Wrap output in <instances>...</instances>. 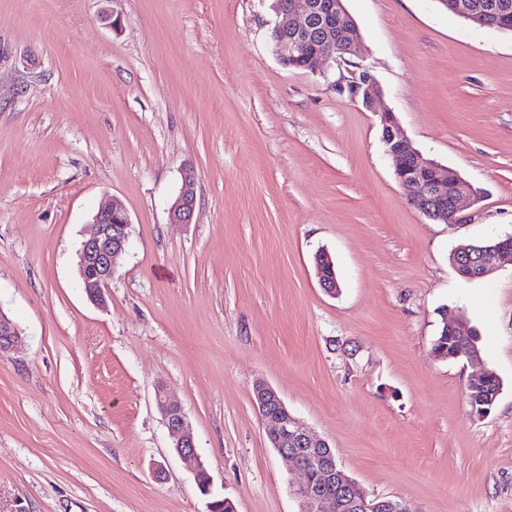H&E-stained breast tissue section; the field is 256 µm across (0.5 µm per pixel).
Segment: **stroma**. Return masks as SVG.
Instances as JSON below:
<instances>
[{
	"instance_id": "obj_1",
	"label": "stroma",
	"mask_w": 512,
	"mask_h": 512,
	"mask_svg": "<svg viewBox=\"0 0 512 512\" xmlns=\"http://www.w3.org/2000/svg\"><path fill=\"white\" fill-rule=\"evenodd\" d=\"M345 5L380 110L481 191L466 223L409 204L378 112L336 93L335 63L285 66L261 0H0V311L22 332L0 354V512H208L160 386L234 512H298L258 380L369 495L512 512V262L467 281L449 261L512 234V33L437 0ZM112 198L130 239L101 308L77 254ZM447 309L480 363L433 355ZM481 368L502 387L478 416ZM195 206V176L191 172H186L182 179L179 196L169 210L171 222L189 224L193 219ZM156 403L173 440L175 453L184 467L193 474L198 489L212 492V478L198 452L194 432L183 408L172 402L161 386L156 390Z\"/></svg>"
}]
</instances>
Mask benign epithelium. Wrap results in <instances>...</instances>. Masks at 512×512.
<instances>
[{"instance_id":"1","label":"benign epithelium","mask_w":512,"mask_h":512,"mask_svg":"<svg viewBox=\"0 0 512 512\" xmlns=\"http://www.w3.org/2000/svg\"><path fill=\"white\" fill-rule=\"evenodd\" d=\"M437 2L481 28L490 26L493 16L505 20L512 14L508 0ZM271 31L274 50L283 62L302 55L310 45L320 43L314 52L305 56L304 68L317 70L334 61L339 68L334 81L336 93L367 109L375 107L380 91L370 70L353 62V58L361 54V39L349 30L344 0H278ZM380 123L382 140L395 175L407 191L410 205L427 218L443 224L465 223L463 212L474 205L476 192L467 188L454 170L423 158L403 134L392 113H380ZM195 206V176L187 172L179 196L169 210L171 222L190 223ZM93 226L78 251L79 275L87 298L102 306L106 303L115 260L128 246L131 222L123 206L113 201L98 210ZM461 250L470 256L476 255L478 260L456 261L453 263L455 270L467 266L477 269L478 276L485 277L502 259L512 257V235L489 247L464 245ZM329 265H333L329 254L315 255L321 288L334 294L338 284L335 277L326 274L325 267ZM20 341V329L0 311V354L15 349ZM253 399L262 419L273 428V448L303 474V481L291 489V495L298 502V512H408L400 501L368 496L339 468L329 444L310 433L267 383L259 381L254 385ZM156 403L175 453L193 474L197 487L204 492L212 491V478L198 452L183 408L172 402L161 386L156 390Z\"/></svg>"}]
</instances>
